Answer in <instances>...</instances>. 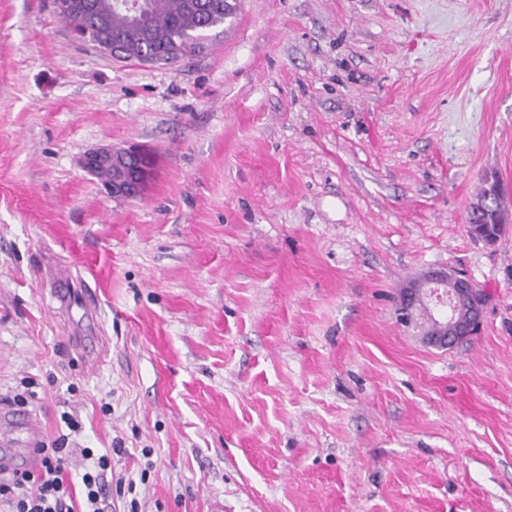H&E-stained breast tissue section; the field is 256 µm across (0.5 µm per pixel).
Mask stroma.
Here are the masks:
<instances>
[{
    "instance_id": "obj_1",
    "label": "stroma",
    "mask_w": 512,
    "mask_h": 512,
    "mask_svg": "<svg viewBox=\"0 0 512 512\" xmlns=\"http://www.w3.org/2000/svg\"><path fill=\"white\" fill-rule=\"evenodd\" d=\"M108 147L153 156L140 197L83 168ZM488 174L512 205V0H239L168 65L0 0V398L70 480L121 442L116 512H512V233L467 228ZM432 268L487 295L446 350L398 320ZM486 217L491 230H494L496 224H506L500 223L499 220L493 221V216L489 214V212H487ZM480 219L481 217L476 220H473L471 218V215L469 216L468 222L469 224H473L469 227V232L473 237L477 238L478 240H481L487 246L493 247L497 245L501 238L505 236L510 229L509 225H497L495 231H489L487 229V226H480L484 223V221L482 222V220ZM492 222H494V224H491ZM68 291L66 293V301L68 304L83 307L87 310L90 317L98 315L99 299L97 290L80 279L69 278Z\"/></svg>"
}]
</instances>
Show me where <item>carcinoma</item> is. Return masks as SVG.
Masks as SVG:
<instances>
[{"mask_svg": "<svg viewBox=\"0 0 512 512\" xmlns=\"http://www.w3.org/2000/svg\"><path fill=\"white\" fill-rule=\"evenodd\" d=\"M54 0L56 12L81 40L114 46L118 60L171 64L190 56L188 45L204 42L208 32L232 15L235 0H146L147 20L139 24L115 0H79L83 11Z\"/></svg>", "mask_w": 512, "mask_h": 512, "instance_id": "obj_1", "label": "carcinoma"}]
</instances>
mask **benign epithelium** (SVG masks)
<instances>
[{
	"label": "benign epithelium",
	"mask_w": 512,
	"mask_h": 512,
	"mask_svg": "<svg viewBox=\"0 0 512 512\" xmlns=\"http://www.w3.org/2000/svg\"><path fill=\"white\" fill-rule=\"evenodd\" d=\"M118 157L123 158V163L112 173L107 190L114 197L135 198L142 192L151 169L146 152L96 150L84 157L83 167L92 173L112 165ZM508 231L507 225H498L494 231L478 224L469 227L473 237L490 247L497 245ZM484 302L485 294L471 280L450 275L443 269L427 271L399 292L400 311L408 316L409 322L419 325L427 344L436 348H446L475 335Z\"/></svg>",
	"instance_id": "1"
}]
</instances>
